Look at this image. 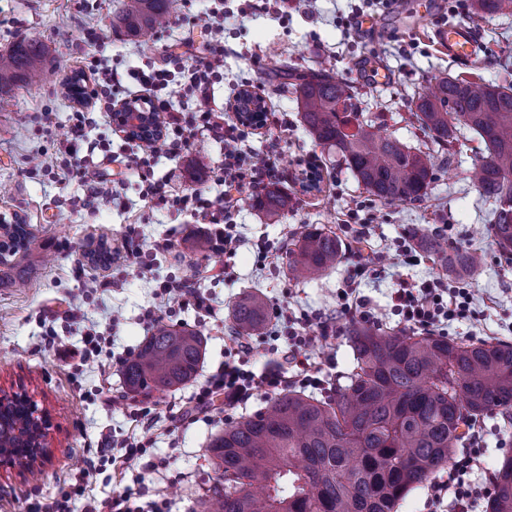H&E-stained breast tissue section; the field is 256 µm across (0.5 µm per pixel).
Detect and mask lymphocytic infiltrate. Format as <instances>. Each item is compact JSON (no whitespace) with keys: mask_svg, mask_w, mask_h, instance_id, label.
Here are the masks:
<instances>
[{"mask_svg":"<svg viewBox=\"0 0 512 512\" xmlns=\"http://www.w3.org/2000/svg\"><path fill=\"white\" fill-rule=\"evenodd\" d=\"M223 76L224 43L216 39L207 45L203 56L177 64L172 70H129L120 74L94 66L88 74L82 76L81 81L86 99L90 102H111L113 97L123 93L124 83L137 86L134 101L142 103L149 111L160 113L167 132L160 147L143 148L126 157L130 172L143 180V200L155 207L185 213L193 223L215 225L216 239L223 242L225 252L231 253L238 243L234 216L240 212L243 204L238 195L239 189L247 185L258 190L275 183L280 177L277 162L272 157L257 161L247 150L246 142L253 127L241 118H232L206 107L199 115L190 116L175 111L169 98L164 95L165 90L174 86L180 93L192 96L205 105L213 85ZM93 123V118L88 117L84 109L75 111L71 140L55 152L54 160L62 173L81 174L88 155L98 150L108 151V144L86 142V130ZM200 135L209 136L222 146L219 171L224 183L223 195L212 199L198 195H168L162 180L149 179L150 169L158 155H165L172 161L180 159L189 152L196 137ZM138 235L137 226L129 225L125 242L130 246L129 254L134 260L135 275L155 283L156 295L160 300L158 306L146 309L143 315L146 324L152 326L158 323L165 312V303L171 301H189L197 313H211L210 298L193 281L159 277L153 262L143 259L141 251L135 247L134 241ZM390 299L391 309L399 316L401 324L428 331H440L449 322L467 318L472 303L469 289L449 287L447 281L440 278L399 282L392 289ZM271 324L275 335L284 337L291 348L295 366L293 373H257L250 370L248 345L240 338H231L226 349L227 359L210 371L197 386L194 400L198 413H209L214 399L219 396L223 397L225 407L232 410L247 404L260 393H274L290 384L321 391L327 389V381L311 371L306 351L314 339L308 336L306 329L312 325L318 326L321 336L325 337L331 328L330 321L314 322L309 315L296 313L283 305L273 308ZM153 445L150 432L126 436L119 443V453L104 452L99 460H87L80 475L89 477L101 461L123 472L169 469L170 461L155 459L151 452ZM483 454L481 435L479 431H472L468 447L462 450L449 468L447 477L434 483L429 499L430 512H473L480 496L490 494L495 485L493 474H486L483 484L479 486L471 479ZM87 512H169V505L164 499H147L144 488L125 486L90 502Z\"/></svg>","mask_w":512,"mask_h":512,"instance_id":"f902f5d3","label":"lymphocytic infiltrate"}]
</instances>
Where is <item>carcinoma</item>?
<instances>
[{"mask_svg": "<svg viewBox=\"0 0 512 512\" xmlns=\"http://www.w3.org/2000/svg\"><path fill=\"white\" fill-rule=\"evenodd\" d=\"M480 18L511 14L512 0H472ZM174 0H124L112 30L139 39L166 22ZM46 49L16 40L0 56V94L38 82ZM305 130L336 150L352 175L378 201L420 202L428 194L434 153L411 147L375 123L359 120L358 92L333 74L318 72L294 87ZM414 116L423 133L453 155L458 131L481 139L487 155L469 178L493 200L489 233L512 264V73L498 83L448 75L418 94ZM270 223L288 212V197L268 189L252 200ZM3 245L21 249V264L0 269V286L22 288L24 270L41 259L27 225L0 222ZM424 248L445 272L476 275L480 254L450 248L439 233H421ZM296 278L335 269L345 251L335 232L304 226L287 248ZM268 319L263 298L249 294L232 305L238 336H261ZM353 352L347 383L317 397L292 385L268 397L257 412L225 424L207 451L219 485L203 512H395L409 492L454 460L473 426L494 412H512V342L468 341L433 333L392 332L351 321L345 330ZM205 355V339L185 328L159 325L124 365L129 394H165L188 383ZM0 429V448L21 453L15 429L30 424L25 407ZM488 512H512V457L497 472Z\"/></svg>", "mask_w": 512, "mask_h": 512, "instance_id": "1", "label": "carcinoma"}]
</instances>
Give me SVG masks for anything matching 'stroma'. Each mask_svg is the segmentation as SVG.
Here are the masks:
<instances>
[{
	"label": "stroma",
	"mask_w": 512,
	"mask_h": 512,
	"mask_svg": "<svg viewBox=\"0 0 512 512\" xmlns=\"http://www.w3.org/2000/svg\"><path fill=\"white\" fill-rule=\"evenodd\" d=\"M360 0H262L256 16L228 19L224 23V78L214 84L209 107L230 111L243 87H252L269 111L287 113L288 128L267 125L250 136L255 157H265L270 140H278L277 162L281 169L278 189L287 194L288 213L280 223H268L263 211L248 205L250 187L240 195L246 203L236 218L241 241L233 254L208 258L182 252L180 244L190 235L203 233L200 224L189 223L184 214L147 207L139 193L142 182L122 163L130 146L117 123L92 110L95 137L111 142V156L95 153L87 165L89 174H104L123 182L119 198L86 208L84 179L73 177L58 183L42 171L70 136L74 102L65 92L72 76L89 62L107 59L114 70L133 66L163 67L204 49L211 40L206 14L212 0H181L176 22L158 31L146 44L115 34L112 14L119 0H0V54L27 36L47 48V76L41 83L0 95V218L24 219L34 233L46 265H38L24 288H0V392L25 389L38 409L49 417L50 461L39 477H32L11 460L0 457V512H45L65 478L84 466L89 451L101 444L142 430L122 407L134 403L122 387L120 367L110 376L80 365L76 355L87 331L113 334L108 357L120 358L137 350L151 332L143 320L145 310L156 303L154 284L136 277L120 245L127 225H138V242L150 250L155 240L175 244L172 253L157 255L160 277L188 278L199 285L214 305L211 316L202 317L192 306L172 304L167 324L199 331L206 339V355L200 371L208 373L224 360V342L230 336L229 312L233 302L247 292L259 293L268 307L290 305L295 310L331 314L337 292L364 267L362 292L374 309V322L395 328L388 293L398 280H421L438 275L432 259L420 265L381 267L378 257L393 251L414 227L441 231L450 245L482 253L484 268L470 283L471 315L448 328L452 338L500 339L512 342V264L501 259L487 233L492 201L482 199L467 177L473 163L484 154L478 136L464 132L451 161H438L428 197L419 203L387 204L375 200L359 184L336 151L317 145L304 130L289 71L309 72L322 68L361 90L359 110L364 118L377 119L387 132L420 148L425 139L417 128L412 99L446 75L494 81L512 70V14L473 17L471 0H397L411 16V26L400 25L391 11L371 7L364 16L375 29L367 33L346 27L345 18ZM449 23L470 25L478 36L479 61L463 66L448 59L432 39L435 28ZM96 29V43L84 39L85 29ZM380 62L387 71L384 84H373L367 61ZM50 125H43V116ZM220 145L197 137L186 161L185 173L172 172L170 161L154 169L175 191L223 193L221 182L206 179L204 167L216 164ZM317 163L319 190L306 191L297 179L300 163ZM366 205L376 219L366 241L353 238L354 228L344 217L355 204ZM332 227L343 240L347 258L335 270L310 280H295L288 273L283 247L299 236L304 225ZM111 246L112 262L92 263L88 253L100 241ZM268 241L275 254L259 257L255 244ZM99 287H89V279ZM78 307L82 318L71 319ZM322 376L341 381L352 364L345 334L317 340L308 350ZM194 385L163 396H150L161 413L154 427L156 457L174 456L168 472L135 471L118 474L105 469L71 504L72 512H85L88 499L102 497L119 484L137 483L150 495L164 498L171 512H201V501L217 481L207 452L210 438L238 411L218 412L195 423L182 416L194 406ZM483 467L497 471L505 456L512 455V426L501 416L484 420ZM172 470V471H173Z\"/></svg>",
	"instance_id": "stroma-1"
}]
</instances>
